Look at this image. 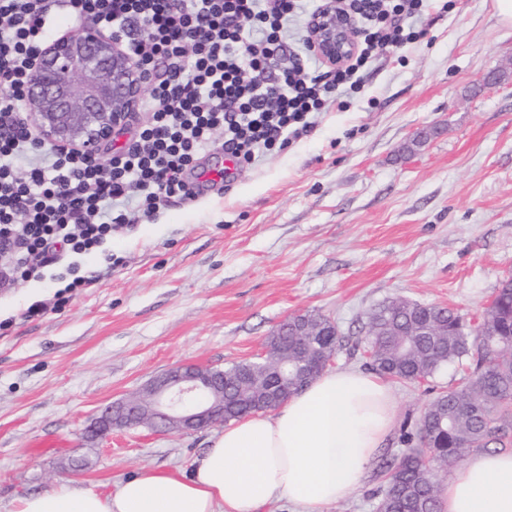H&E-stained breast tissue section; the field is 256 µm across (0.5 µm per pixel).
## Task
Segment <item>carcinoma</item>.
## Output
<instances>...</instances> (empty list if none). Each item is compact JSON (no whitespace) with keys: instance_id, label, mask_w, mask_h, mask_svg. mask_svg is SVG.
<instances>
[{"instance_id":"carcinoma-1","label":"carcinoma","mask_w":512,"mask_h":512,"mask_svg":"<svg viewBox=\"0 0 512 512\" xmlns=\"http://www.w3.org/2000/svg\"><path fill=\"white\" fill-rule=\"evenodd\" d=\"M365 341L371 369L410 383L468 361L463 381L426 405L417 437L406 439L418 444L381 464L377 512H439L438 470L472 452L512 450V277L501 281L474 331L447 307L401 299L372 310ZM340 346L327 325L321 336H288V358L310 364Z\"/></svg>"}]
</instances>
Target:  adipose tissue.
<instances>
[{"instance_id": "1", "label": "adipose tissue", "mask_w": 512, "mask_h": 512, "mask_svg": "<svg viewBox=\"0 0 512 512\" xmlns=\"http://www.w3.org/2000/svg\"><path fill=\"white\" fill-rule=\"evenodd\" d=\"M396 415L387 379L325 372L273 414L225 427L189 471L140 469L100 492L78 480L17 499L12 512H262L281 500L325 512L351 496ZM441 512H512V452L472 453L443 484Z\"/></svg>"}]
</instances>
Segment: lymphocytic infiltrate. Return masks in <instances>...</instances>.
Wrapping results in <instances>:
<instances>
[{
    "label": "lymphocytic infiltrate",
    "mask_w": 512,
    "mask_h": 512,
    "mask_svg": "<svg viewBox=\"0 0 512 512\" xmlns=\"http://www.w3.org/2000/svg\"><path fill=\"white\" fill-rule=\"evenodd\" d=\"M347 2L363 41L348 64L322 73L288 48L303 0H0V252L10 258L0 273L38 278L62 256L96 251L113 262L114 233L194 198L188 176L215 133L247 163L308 135L360 87L368 62L425 35L435 0ZM89 16L149 77L144 119L91 159L37 146L18 108L58 19Z\"/></svg>",
    "instance_id": "1"
}]
</instances>
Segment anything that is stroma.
Instances as JSON below:
<instances>
[{
  "instance_id": "obj_1",
  "label": "stroma",
  "mask_w": 512,
  "mask_h": 512,
  "mask_svg": "<svg viewBox=\"0 0 512 512\" xmlns=\"http://www.w3.org/2000/svg\"><path fill=\"white\" fill-rule=\"evenodd\" d=\"M491 69L507 79L485 86ZM362 79L310 135L113 235L122 265L80 257L98 280L64 305L54 304V265L0 287V512L62 481L72 455L87 459L78 478L99 491L144 467L188 469L221 425L94 442L82 429L172 366L252 359L291 315L333 320L343 347L332 367L361 369L367 316L384 301L478 321L512 274V25L495 0H453L424 39L368 63ZM433 126L438 134L406 155ZM38 300L48 310L25 318ZM465 374L451 364L428 382L392 379L384 455H400L427 403Z\"/></svg>"
}]
</instances>
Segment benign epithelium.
<instances>
[{"mask_svg": "<svg viewBox=\"0 0 512 512\" xmlns=\"http://www.w3.org/2000/svg\"><path fill=\"white\" fill-rule=\"evenodd\" d=\"M309 46L331 66L347 61L358 47L354 18L328 0L310 22ZM146 83V74L126 53L121 39L87 20L79 32L48 43L31 64L24 102L35 142L96 154L127 124ZM289 370L284 357L274 363L268 371L270 387L256 408L288 395ZM222 422L224 378L212 367L178 364L139 394L99 409L83 437L96 440L114 429L141 426L189 433Z\"/></svg>", "mask_w": 512, "mask_h": 512, "instance_id": "obj_1", "label": "benign epithelium"}]
</instances>
